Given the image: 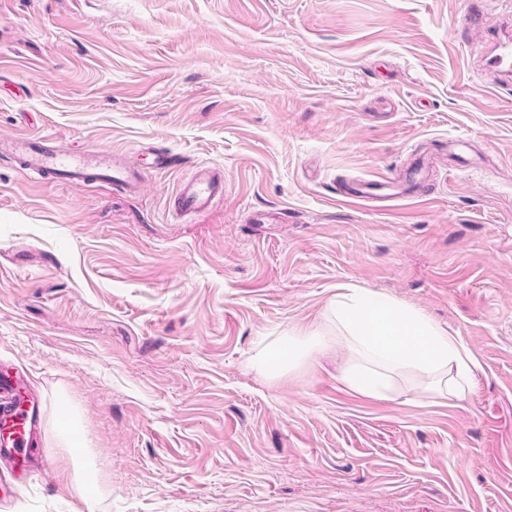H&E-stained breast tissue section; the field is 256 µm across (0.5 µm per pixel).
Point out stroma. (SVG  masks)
Here are the masks:
<instances>
[{"instance_id": "1", "label": "stroma", "mask_w": 512, "mask_h": 512, "mask_svg": "<svg viewBox=\"0 0 512 512\" xmlns=\"http://www.w3.org/2000/svg\"><path fill=\"white\" fill-rule=\"evenodd\" d=\"M511 20L512 0H0V139L144 174L40 183L0 156V371L40 402L0 512H512V78L483 67ZM427 159L394 207L336 197ZM202 164L223 202L174 216ZM340 284L456 336L467 397L353 396L332 351L249 369Z\"/></svg>"}]
</instances>
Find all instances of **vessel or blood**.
Returning <instances> with one entry per match:
<instances>
[{
    "instance_id": "vessel-or-blood-1",
    "label": "vessel or blood",
    "mask_w": 512,
    "mask_h": 512,
    "mask_svg": "<svg viewBox=\"0 0 512 512\" xmlns=\"http://www.w3.org/2000/svg\"><path fill=\"white\" fill-rule=\"evenodd\" d=\"M492 76L512 72V41L498 40L486 59ZM19 174L40 181L60 184L104 182L115 187L135 188L141 185L142 171L128 164L122 153L95 147L63 152L51 145L47 135L22 133L9 144ZM224 196V176L217 168L200 167L182 182L172 209L180 216L209 210ZM18 375H0V393L12 395L11 404L0 408V463L10 464L36 438L39 421L26 408Z\"/></svg>"
}]
</instances>
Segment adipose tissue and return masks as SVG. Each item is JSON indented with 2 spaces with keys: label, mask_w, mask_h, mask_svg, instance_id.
<instances>
[{
  "label": "adipose tissue",
  "mask_w": 512,
  "mask_h": 512,
  "mask_svg": "<svg viewBox=\"0 0 512 512\" xmlns=\"http://www.w3.org/2000/svg\"><path fill=\"white\" fill-rule=\"evenodd\" d=\"M345 354L341 380L370 399L412 391L432 401L464 399L475 363L456 337L415 308L342 284L319 324L262 345L253 370L275 379L330 348Z\"/></svg>",
  "instance_id": "adipose-tissue-1"
}]
</instances>
